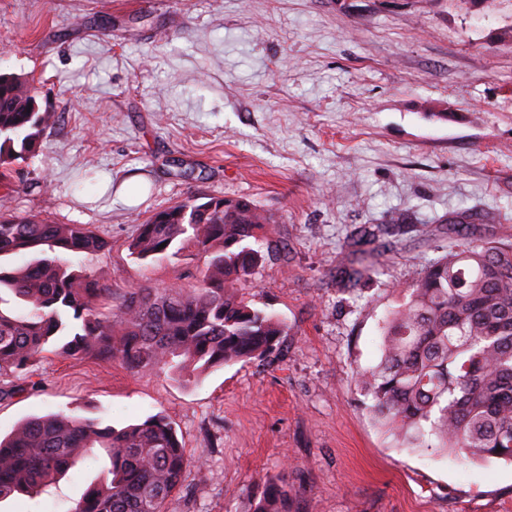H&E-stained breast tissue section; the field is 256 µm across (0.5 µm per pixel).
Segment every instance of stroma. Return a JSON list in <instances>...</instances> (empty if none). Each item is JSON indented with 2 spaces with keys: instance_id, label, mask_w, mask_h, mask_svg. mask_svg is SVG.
<instances>
[{
  "instance_id": "35a3bbf8",
  "label": "stroma",
  "mask_w": 512,
  "mask_h": 512,
  "mask_svg": "<svg viewBox=\"0 0 512 512\" xmlns=\"http://www.w3.org/2000/svg\"><path fill=\"white\" fill-rule=\"evenodd\" d=\"M0 69L56 114L0 212L99 231L110 247L82 265L121 293L202 279L198 255L135 259L139 224L250 200L274 247L246 291L290 327L275 357L187 381L45 354L0 375L1 436L60 411L163 415L197 461L168 512H252L276 475L292 512H512L511 464L399 447L353 379L449 221L512 243V0H0ZM395 212L377 273L342 287L337 255ZM107 465L0 512H69Z\"/></svg>"
}]
</instances>
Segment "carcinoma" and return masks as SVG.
I'll use <instances>...</instances> for the list:
<instances>
[{
    "mask_svg": "<svg viewBox=\"0 0 512 512\" xmlns=\"http://www.w3.org/2000/svg\"><path fill=\"white\" fill-rule=\"evenodd\" d=\"M55 113L40 107L20 74L0 71V167L34 151ZM271 218L243 198L187 199L138 225L132 254L145 260L197 252L206 258L195 288L112 289L72 263L107 239L85 224L0 214V372L25 370L48 352L93 355L124 368L177 377L264 361L288 325L242 287L265 254ZM29 255L21 265L8 259ZM349 282L375 273L339 260ZM382 320L381 358L356 373L374 422L405 448L472 460L512 462V244L463 238L401 289ZM101 301L110 313H97ZM109 467L70 512H166L192 460L161 415L121 429L64 412L36 416L0 437V502L33 496L95 449ZM253 512H290L288 490L265 482Z\"/></svg>",
    "mask_w": 512,
    "mask_h": 512,
    "instance_id": "carcinoma-1",
    "label": "carcinoma"
}]
</instances>
